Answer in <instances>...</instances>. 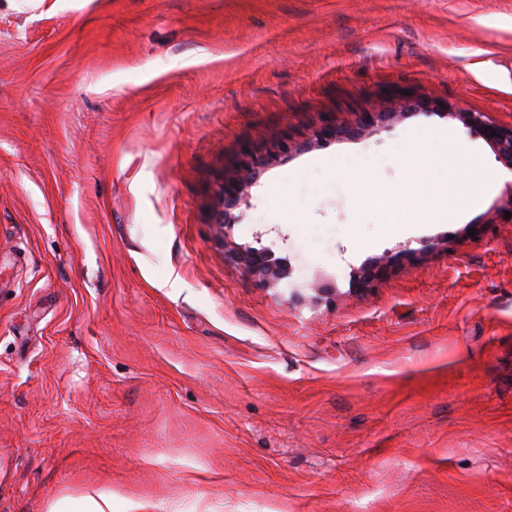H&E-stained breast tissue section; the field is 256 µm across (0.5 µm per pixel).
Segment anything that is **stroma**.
<instances>
[{"label": "stroma", "instance_id": "stroma-1", "mask_svg": "<svg viewBox=\"0 0 512 512\" xmlns=\"http://www.w3.org/2000/svg\"><path fill=\"white\" fill-rule=\"evenodd\" d=\"M462 110L512 127V0H0V512H512V207ZM439 127L482 198L389 228L362 195ZM404 112H370L364 124L358 127L340 126L336 123H325L313 131L312 137L316 141L328 139H349L356 138L366 130L367 127L374 124L386 122L390 119L401 117ZM272 159L273 155H258L248 148L241 151L236 171L224 180L219 189L220 202L213 213V224L234 222L233 210L240 205L248 188ZM224 259L242 267L249 275L264 283L276 282L288 276V270L264 248L224 247Z\"/></svg>", "mask_w": 512, "mask_h": 512}]
</instances>
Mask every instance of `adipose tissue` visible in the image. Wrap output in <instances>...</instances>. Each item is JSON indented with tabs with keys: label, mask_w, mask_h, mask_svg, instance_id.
I'll return each mask as SVG.
<instances>
[{
	"label": "adipose tissue",
	"mask_w": 512,
	"mask_h": 512,
	"mask_svg": "<svg viewBox=\"0 0 512 512\" xmlns=\"http://www.w3.org/2000/svg\"><path fill=\"white\" fill-rule=\"evenodd\" d=\"M435 149L410 153L407 162L412 176L403 193L414 202L412 210H404L383 193H375L370 202L385 210L393 226L399 227L417 220L424 224H450L457 220L462 205L454 197L447 180L432 182L431 173L438 168L452 167L463 175L472 186L471 199H478L483 192L477 175V158L463 153L452 133L445 129L434 130Z\"/></svg>",
	"instance_id": "ef3b65f1"
}]
</instances>
